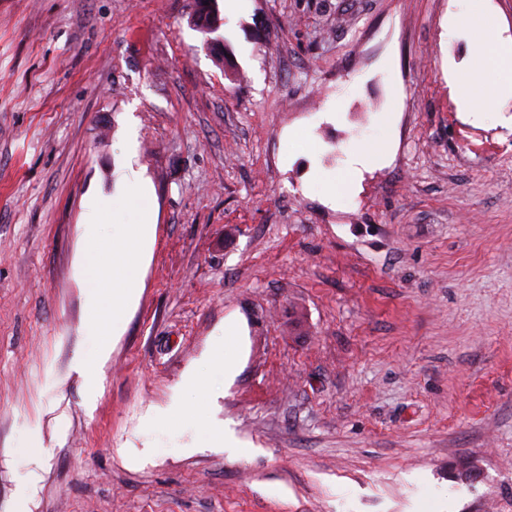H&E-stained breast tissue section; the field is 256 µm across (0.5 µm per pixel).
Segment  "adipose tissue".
Returning a JSON list of instances; mask_svg holds the SVG:
<instances>
[{"label":"adipose tissue","mask_w":512,"mask_h":512,"mask_svg":"<svg viewBox=\"0 0 512 512\" xmlns=\"http://www.w3.org/2000/svg\"><path fill=\"white\" fill-rule=\"evenodd\" d=\"M460 16L465 22L474 23L475 38L472 66L466 90L459 92L456 102L460 110L474 112L484 110L500 96L512 94V46L502 42L496 24L485 15L481 0H460ZM149 183L138 173L125 177L124 194L115 200L91 197L87 202L89 219H96L108 209H120L145 203L150 196ZM155 233L151 222L140 224H116L112 227V248L108 259L99 256L100 245L96 232H88L86 252L89 256L87 296L97 308H106V315L96 317L94 328L117 330L125 307L135 298L141 280L144 260ZM245 345L243 324L235 318L224 322V331L213 346L216 371L225 384H232L238 374ZM194 389L200 403L190 406L181 398H174L165 408L148 410L147 424L164 423L176 429L194 424L197 437L193 442L197 448H219L237 455L242 443L222 421L210 418L204 409L213 394L209 380L194 375L186 382Z\"/></svg>","instance_id":"ef3b65f1"}]
</instances>
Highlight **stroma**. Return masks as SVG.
<instances>
[{"label":"stroma","mask_w":512,"mask_h":512,"mask_svg":"<svg viewBox=\"0 0 512 512\" xmlns=\"http://www.w3.org/2000/svg\"><path fill=\"white\" fill-rule=\"evenodd\" d=\"M455 9L240 0L216 54L191 0H0V512H512V97L458 110ZM130 168L155 240L103 336L86 203ZM232 315L251 449L180 451L143 417L196 403Z\"/></svg>","instance_id":"obj_1"}]
</instances>
